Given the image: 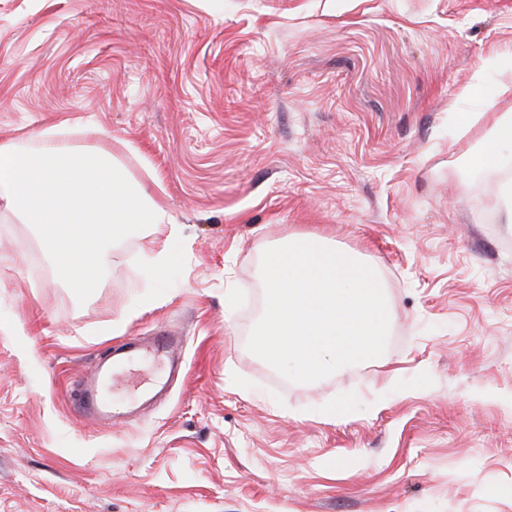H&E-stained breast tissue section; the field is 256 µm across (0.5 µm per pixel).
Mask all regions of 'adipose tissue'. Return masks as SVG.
<instances>
[{
  "instance_id": "obj_1",
  "label": "adipose tissue",
  "mask_w": 512,
  "mask_h": 512,
  "mask_svg": "<svg viewBox=\"0 0 512 512\" xmlns=\"http://www.w3.org/2000/svg\"><path fill=\"white\" fill-rule=\"evenodd\" d=\"M37 140L33 150L0 143V207L38 228L57 271L81 293L98 286L108 244L171 217L108 145L74 146L59 126Z\"/></svg>"
}]
</instances>
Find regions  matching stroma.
Wrapping results in <instances>:
<instances>
[{
    "mask_svg": "<svg viewBox=\"0 0 512 512\" xmlns=\"http://www.w3.org/2000/svg\"><path fill=\"white\" fill-rule=\"evenodd\" d=\"M505 85L512 0H0V142L96 125L172 217L79 296L0 212V512H512V150L473 163ZM298 232L374 260L391 317L312 383L246 346ZM161 327L184 370L144 357L113 401L165 395L79 420L98 351ZM174 261V257L167 251L154 254L149 251L143 254V265L145 266L148 277L152 280L164 277Z\"/></svg>",
    "mask_w": 512,
    "mask_h": 512,
    "instance_id": "obj_1",
    "label": "stroma"
}]
</instances>
